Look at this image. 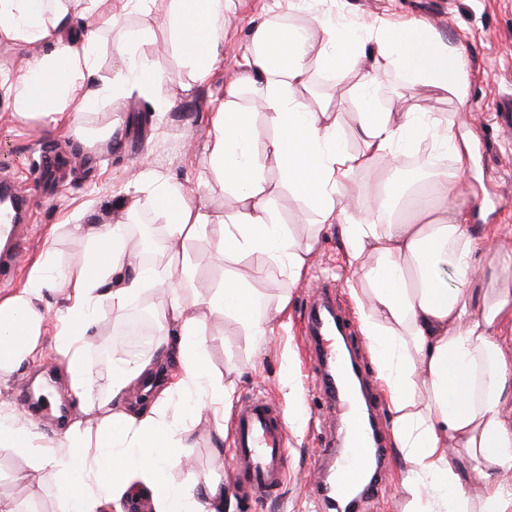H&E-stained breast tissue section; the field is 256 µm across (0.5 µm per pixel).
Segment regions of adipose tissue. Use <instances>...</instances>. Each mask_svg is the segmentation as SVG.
<instances>
[{"instance_id":"ef3b65f1","label":"adipose tissue","mask_w":512,"mask_h":512,"mask_svg":"<svg viewBox=\"0 0 512 512\" xmlns=\"http://www.w3.org/2000/svg\"><path fill=\"white\" fill-rule=\"evenodd\" d=\"M112 2L0 0V39L43 48L23 73L0 77V94L10 100L15 116L69 127L75 112L98 96L120 97L171 82L168 72L148 66L139 55L153 31L131 27L113 45L122 63L119 76L102 90L91 89L99 33L114 20ZM225 8V0H168L162 31L197 77H206L222 54ZM76 13L87 27L79 39L66 35ZM318 26L322 38L317 41L272 17L255 23L236 80L212 107L209 163L235 201L224 213V251L257 256L262 267L284 268L293 281L308 265V251L296 247L290 227L272 208L266 161L275 159L289 189L308 199L322 221L343 218L345 245L361 263L352 289L394 414L395 443L407 463L402 488L411 512H512V483L501 478L512 469V256L473 287V279H479L473 256L484 238L473 234L455 206L430 205L431 194L447 195L449 173L466 171L464 120L448 123L419 107L383 112L364 97L355 114L363 149L353 154L344 145L337 113L299 96L312 67L341 82L359 66L364 85L370 86L380 81L387 60L407 84L453 93L463 108L468 89L461 57L419 26L372 23L360 30L329 18L319 19ZM259 113L272 130L269 137H262L255 122ZM425 141L440 155H451L452 169H435L432 192L417 188L409 194L407 202L420 212L422 223L381 221L376 190L353 181L351 172L379 160L394 162ZM144 176L169 219L165 272L131 260L123 225L73 224L70 233L87 239L90 249L65 279L63 312L54 316L42 305L44 290L53 285L49 254L34 264L17 293L0 301L1 378L33 351L53 320L68 351L65 375L71 391L85 397L105 379L104 395L85 397L84 406L99 422L97 455L88 457L73 435L53 452H35L34 420L8 414H0V446L32 455L38 467L54 471L66 492V512H123L124 502L143 490L150 491L154 512H224L220 479L175 484L167 477L183 459L188 430L168 424L157 407L123 405L132 386L173 358L180 387L192 394L191 414L230 408L235 394L232 385L209 372L208 343L192 315L196 267L181 251L184 241L204 233L206 215L179 185L149 170ZM449 271L456 287L448 285ZM156 284L162 287L157 319L175 327V351L157 347L98 369L89 365L82 340L97 305L123 304ZM209 304L234 318L258 349L270 342L286 307L231 275Z\"/></svg>"}]
</instances>
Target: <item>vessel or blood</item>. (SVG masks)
<instances>
[{
  "mask_svg": "<svg viewBox=\"0 0 512 512\" xmlns=\"http://www.w3.org/2000/svg\"><path fill=\"white\" fill-rule=\"evenodd\" d=\"M32 195L11 176L0 178V284L12 279L17 261L31 233ZM303 331L318 368L316 381L337 424V433L325 435L314 457L311 493L324 503L344 502L353 512L380 492L377 472L361 449H369L371 460L387 463L386 431L379 422H368L367 408L380 400L370 391L364 400H351L347 381L354 368L346 356L345 337L353 328L346 315L330 302L328 284L314 285L306 295ZM231 464L235 483L256 502L277 496L288 479V434L280 406L262 396L247 397L232 421Z\"/></svg>",
  "mask_w": 512,
  "mask_h": 512,
  "instance_id": "b4317fda",
  "label": "vessel or blood"
}]
</instances>
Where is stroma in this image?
Here are the masks:
<instances>
[{"label": "stroma", "mask_w": 512, "mask_h": 512, "mask_svg": "<svg viewBox=\"0 0 512 512\" xmlns=\"http://www.w3.org/2000/svg\"><path fill=\"white\" fill-rule=\"evenodd\" d=\"M235 7L225 16L224 55L205 79H197L182 57L147 43L141 48L150 66L168 71L171 83L151 89L148 94L110 98L94 110L80 113L83 129H111L108 139L89 141L65 129L36 120L13 116L8 100L0 96V144H8L10 155L0 156V168L9 167L21 182L34 185L39 180L38 152L52 151L57 166L54 180L64 184L57 197H35L36 229L24 253L20 270L10 283L0 286V300L21 289L35 260L53 252L56 287L45 290L43 305L62 310L65 293L60 281L81 261L89 248L88 240L68 232L72 224H131L134 216H145L151 223L166 227V216L156 206L151 190L143 180V167L161 178L180 185L187 199L203 200L208 215L204 235L186 241L190 256L199 258L197 293L209 297L224 284L227 272H235L252 288L275 302L287 298L281 327L271 342L256 350L243 329L229 317L218 316L207 306H199L198 317L209 342L208 365L214 376L233 383L236 401L261 394L277 401L283 411L290 448V475L281 496L264 505H253L233 481L229 440L219 439L218 421L198 420L184 413L187 394L161 374L158 388H170L166 402L168 415H178L190 430L185 462L171 470L177 484L193 483L220 475L232 499V512H322L306 479L310 462L318 450L316 419L326 409L314 385L301 335L300 314L305 291L320 279L336 285V298L342 310L355 314L350 293L355 263L343 243L339 224H324L303 198L285 186L275 161H268L267 175L274 190L272 204L280 220L292 230L299 248L313 246L314 257L299 281H291L286 270L272 267L264 274L253 272L254 258L233 261L224 258V211L228 199L224 183L210 169L205 149L212 105L223 98L224 87L237 77L236 61L243 50L252 23L274 14L288 15L299 26L316 29L323 15H340L360 27L372 22L388 26L406 20L428 24L449 46L461 52L464 80L469 87L466 115L472 160L455 189V202L467 224L486 231L494 224L512 225V136L501 134L496 124L499 104L512 99V0H234ZM166 9V0H152L146 13L120 14L114 26L100 34L97 82L111 84L121 69L112 53V43L124 28L156 27ZM385 76L376 85L362 86L361 71H351L339 86L327 85L321 70L302 89V98L335 109L342 124L343 139L350 152L362 149L354 131V118L360 96L370 97L384 112L411 110L425 104L434 115L455 120L458 104L452 93L425 86H407L392 64H385ZM139 205L122 211L127 196ZM158 293L147 288L116 306L100 302L96 326L83 343L87 362L98 364L102 349L113 354L127 353L119 332L139 307L155 310ZM67 356L54 329L39 337L32 356L22 362L7 381L0 382V401L12 415H19L17 395L24 383L48 377L53 393L41 397L43 410L36 442L42 448L55 447L66 426H73L89 454L97 452V421L82 412V402L71 393L64 367ZM406 464L399 451H392L386 478L370 512H408L409 504L401 490ZM0 499L13 502L17 512H62L63 494L55 473L35 467L28 454L0 447Z\"/></svg>", "instance_id": "obj_1"}]
</instances>
